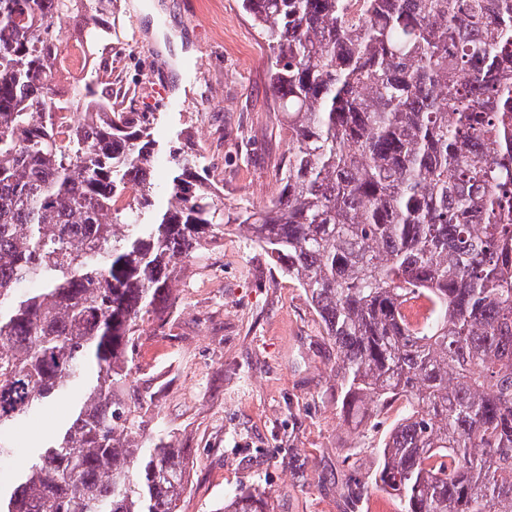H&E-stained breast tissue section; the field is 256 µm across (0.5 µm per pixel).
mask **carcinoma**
<instances>
[{
	"mask_svg": "<svg viewBox=\"0 0 512 512\" xmlns=\"http://www.w3.org/2000/svg\"><path fill=\"white\" fill-rule=\"evenodd\" d=\"M111 2L0 0V458L73 401L0 512H179L184 449L147 444L131 364L180 262L231 224L304 289L340 416L407 402L374 485L401 512H512V0H241L288 130L279 191L227 206L177 148L162 210L147 113L56 131L84 92L52 86L56 22L106 42ZM422 294L428 328L402 312Z\"/></svg>",
	"mask_w": 512,
	"mask_h": 512,
	"instance_id": "cac0c4a2",
	"label": "carcinoma"
}]
</instances>
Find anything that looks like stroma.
Here are the masks:
<instances>
[{
  "label": "stroma",
  "mask_w": 512,
  "mask_h": 512,
  "mask_svg": "<svg viewBox=\"0 0 512 512\" xmlns=\"http://www.w3.org/2000/svg\"><path fill=\"white\" fill-rule=\"evenodd\" d=\"M116 54L158 66L172 99L154 97L157 171L187 146L225 204H267L288 156L271 105L266 45L240 0H112ZM330 341L303 288L269 261L246 229L230 227L204 263L184 262L171 299L139 339L131 378L150 388L147 436L185 451L180 512H220L244 486L267 512H344L348 471L366 478L396 422L352 430L336 409ZM356 456H348V449Z\"/></svg>",
  "instance_id": "1"
}]
</instances>
